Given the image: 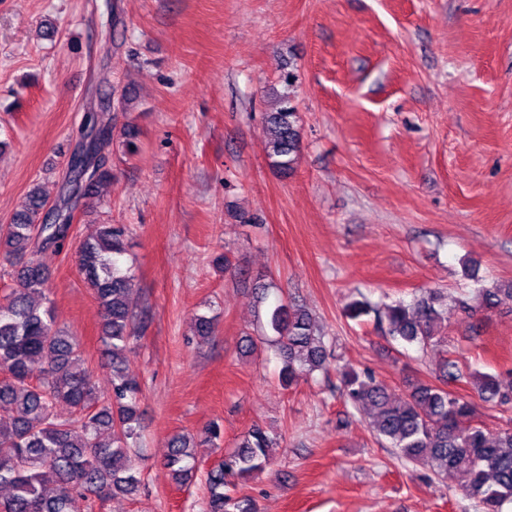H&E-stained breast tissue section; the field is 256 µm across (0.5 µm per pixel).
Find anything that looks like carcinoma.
<instances>
[{
  "mask_svg": "<svg viewBox=\"0 0 512 512\" xmlns=\"http://www.w3.org/2000/svg\"><path fill=\"white\" fill-rule=\"evenodd\" d=\"M297 80L292 70L281 73L276 110L263 117L271 166L284 174L294 169L301 147L300 117L291 95ZM98 151L95 143L84 160L68 159L69 177L55 206L48 205L35 184L12 222L0 226V259L19 283L0 299V404L11 406V415L0 418V486L10 489L0 512H95L98 503L132 496L141 486L133 449L141 439L142 390L123 357L137 307L135 271L126 259V225H99L79 250V271L101 308V343L112 364V390L106 398L99 399L79 343L57 326L46 296L49 268L42 254L60 251L71 234V222L58 223L60 212L67 211L69 186L81 182L78 197L92 199L116 179ZM476 297V306L459 302L470 316L512 300V288L483 286ZM439 299L427 291L408 305L355 300L346 314L353 320L372 314L392 339L424 349L441 342ZM195 326L199 341H209L212 319L198 315ZM268 326L276 336L283 384L328 369L322 336L304 305L279 301L269 312ZM465 379L482 401L512 408V385H504L501 375L466 372L451 357L439 366L440 384L409 379L400 395L371 372L345 366L339 394L354 409L371 410L372 432L397 449L400 458L427 465L442 478L466 474L462 489L478 512H501L503 504L512 502V426L492 434L472 422V402L448 389ZM62 405L71 409V417H61ZM275 446L263 429L252 427L238 450L208 473L207 512H252L250 498L236 495L232 479L265 470ZM192 448L194 438L187 434L178 433L169 442L164 464L180 485L194 477ZM49 480L55 484L51 492L45 489Z\"/></svg>",
  "mask_w": 512,
  "mask_h": 512,
  "instance_id": "1",
  "label": "carcinoma"
}]
</instances>
